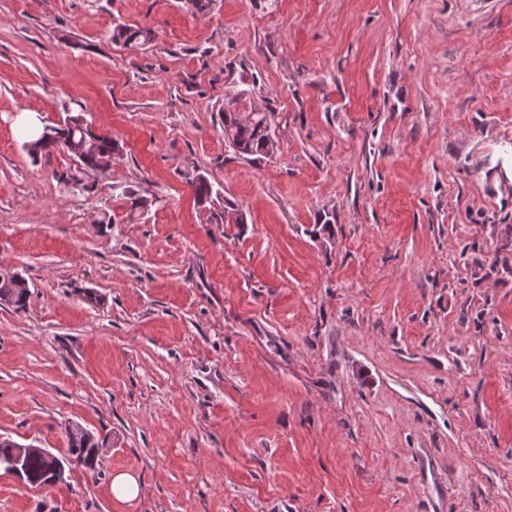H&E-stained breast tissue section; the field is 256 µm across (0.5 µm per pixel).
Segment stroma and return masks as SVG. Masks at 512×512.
Listing matches in <instances>:
<instances>
[{
    "label": "stroma",
    "instance_id": "obj_1",
    "mask_svg": "<svg viewBox=\"0 0 512 512\" xmlns=\"http://www.w3.org/2000/svg\"><path fill=\"white\" fill-rule=\"evenodd\" d=\"M69 112L120 145L78 185L15 129ZM510 141L512 0H0V436L110 439L0 512H512ZM112 39L122 41L124 45H144L151 41L152 30L118 25L113 30ZM237 108L224 107V138L240 156L258 161L272 157L275 140L271 132L273 113L251 109L245 112L246 118ZM195 200L203 215H206V222L209 224H224L229 216V206L224 200V195L219 188H215L207 176L200 174L193 181ZM201 204L205 206L204 212ZM3 294H11L10 304L22 309L26 306L29 291L20 275L0 273V299L3 298ZM2 301L6 302L7 298L4 297ZM110 491L114 499L124 502L136 498L140 492V486L134 475L120 472L112 477Z\"/></svg>",
    "mask_w": 512,
    "mask_h": 512
}]
</instances>
